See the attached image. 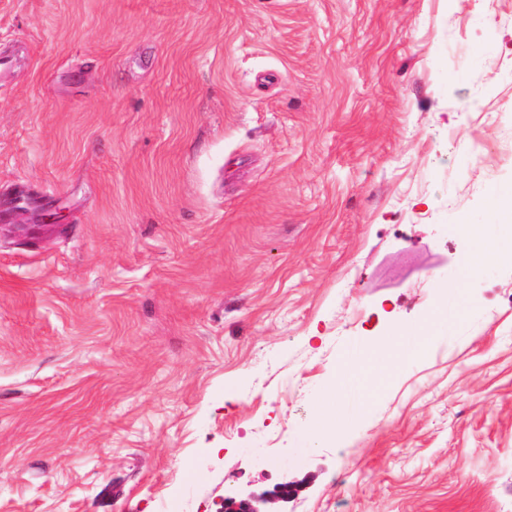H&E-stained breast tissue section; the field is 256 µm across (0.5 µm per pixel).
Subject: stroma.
Instances as JSON below:
<instances>
[{
	"label": "stroma",
	"mask_w": 512,
	"mask_h": 512,
	"mask_svg": "<svg viewBox=\"0 0 512 512\" xmlns=\"http://www.w3.org/2000/svg\"><path fill=\"white\" fill-rule=\"evenodd\" d=\"M0 55L62 215L0 223V512H512V0H0ZM480 239L479 247L487 259H512V238L502 240L491 228H484L474 235Z\"/></svg>",
	"instance_id": "obj_1"
}]
</instances>
